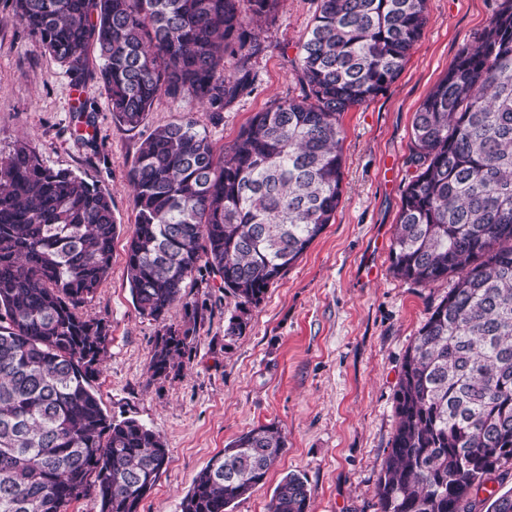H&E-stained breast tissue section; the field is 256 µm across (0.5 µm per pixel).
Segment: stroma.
I'll list each match as a JSON object with an SVG mask.
<instances>
[{
    "mask_svg": "<svg viewBox=\"0 0 512 512\" xmlns=\"http://www.w3.org/2000/svg\"><path fill=\"white\" fill-rule=\"evenodd\" d=\"M500 0H427L428 22L398 79L374 100L343 113V195L327 225L247 313L241 335H226L236 300L218 281L195 275L188 301L204 303L179 374L154 379L150 353L164 323L136 309L127 278L135 224L130 172L142 141L191 115L216 149L230 145L255 113L301 94L295 66L317 0H285L262 33L253 92L213 121L195 100L159 98L145 123L112 120L94 80L75 87L65 69L0 0V159L29 139L42 162L110 193L118 224L107 280L81 308L110 327L106 360L92 388L111 418H134L159 432L169 462L139 512H179L211 457L242 433L276 425L287 446L264 481L233 512H268L289 474L311 490L309 512H379L377 479L396 426L394 392L405 352L452 279L420 285L397 277L390 249L403 191L415 112L460 48L474 42ZM95 114L86 143L78 102Z\"/></svg>",
    "mask_w": 512,
    "mask_h": 512,
    "instance_id": "35a3bbf8",
    "label": "stroma"
}]
</instances>
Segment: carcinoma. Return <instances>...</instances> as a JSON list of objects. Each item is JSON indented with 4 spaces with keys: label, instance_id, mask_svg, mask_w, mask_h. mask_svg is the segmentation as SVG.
<instances>
[{
    "label": "carcinoma",
    "instance_id": "carcinoma-1",
    "mask_svg": "<svg viewBox=\"0 0 512 512\" xmlns=\"http://www.w3.org/2000/svg\"><path fill=\"white\" fill-rule=\"evenodd\" d=\"M282 0H16V18L77 83L98 80L112 119L136 129L161 95L212 118L254 89L260 33ZM427 0H319L302 45L303 94L258 112L218 152L189 118L155 129L131 170L133 302L163 318L202 270L240 314L227 335L335 218L342 113L384 93L427 23ZM102 64L89 67V50ZM236 59L227 69L225 60ZM408 182L390 252L417 284L456 276L405 352L380 512H477L512 462V0L464 45L415 112ZM110 196L20 143L0 160V512H138L169 461L161 435L116 421L91 388L109 326L79 307L106 280ZM195 333L157 337L154 377L179 371ZM286 447L272 424L241 434L197 474L180 512H232ZM298 475L268 512H308Z\"/></svg>",
    "mask_w": 512,
    "mask_h": 512
}]
</instances>
